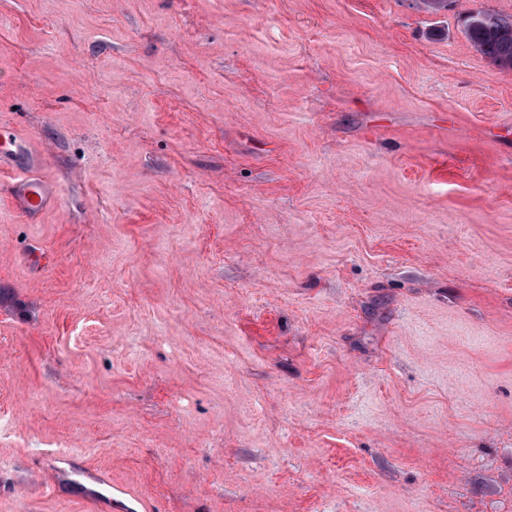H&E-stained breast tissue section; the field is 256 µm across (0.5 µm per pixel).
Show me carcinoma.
<instances>
[{"label": "carcinoma", "mask_w": 512, "mask_h": 512, "mask_svg": "<svg viewBox=\"0 0 512 512\" xmlns=\"http://www.w3.org/2000/svg\"><path fill=\"white\" fill-rule=\"evenodd\" d=\"M463 32L492 65L512 69V18L476 11L465 19Z\"/></svg>", "instance_id": "obj_1"}]
</instances>
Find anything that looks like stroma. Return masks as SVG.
Returning a JSON list of instances; mask_svg holds the SVG:
<instances>
[{"label": "stroma", "mask_w": 512, "mask_h": 512, "mask_svg": "<svg viewBox=\"0 0 512 512\" xmlns=\"http://www.w3.org/2000/svg\"><path fill=\"white\" fill-rule=\"evenodd\" d=\"M478 10L0 0V512H512ZM14 201L24 211H37L42 209L48 200L45 185L21 179L16 183Z\"/></svg>", "instance_id": "stroma-1"}]
</instances>
